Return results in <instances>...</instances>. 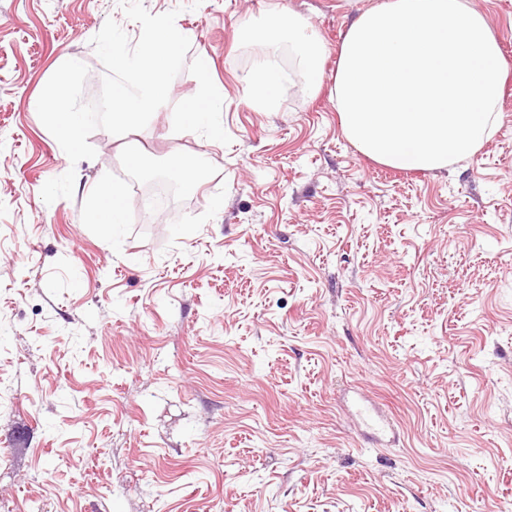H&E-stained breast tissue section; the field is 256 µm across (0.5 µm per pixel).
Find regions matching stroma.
I'll return each mask as SVG.
<instances>
[{
    "label": "stroma",
    "instance_id": "stroma-1",
    "mask_svg": "<svg viewBox=\"0 0 512 512\" xmlns=\"http://www.w3.org/2000/svg\"><path fill=\"white\" fill-rule=\"evenodd\" d=\"M375 0H142L177 10L231 144L173 130L197 79L71 163L36 102L67 60L105 69L118 0H0V508L25 512H512V82L493 138L437 171L400 170L345 136L333 76ZM323 43L311 92L288 59L254 104L246 37L275 4ZM512 69V0H469ZM138 156L140 165L130 163ZM195 155L207 179L161 212L138 198ZM75 170L73 198L47 204ZM123 220L89 223L98 178ZM392 425L370 443L350 406Z\"/></svg>",
    "mask_w": 512,
    "mask_h": 512
}]
</instances>
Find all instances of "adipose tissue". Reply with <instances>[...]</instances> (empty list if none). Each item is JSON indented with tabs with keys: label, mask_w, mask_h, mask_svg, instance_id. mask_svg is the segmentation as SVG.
<instances>
[{
	"label": "adipose tissue",
	"mask_w": 512,
	"mask_h": 512,
	"mask_svg": "<svg viewBox=\"0 0 512 512\" xmlns=\"http://www.w3.org/2000/svg\"><path fill=\"white\" fill-rule=\"evenodd\" d=\"M308 24L273 10L250 31L262 61L251 96L280 87L272 60L296 48L311 90L324 79V51ZM508 69L485 15L468 0H377L350 23L338 50L336 102L345 136L395 169L433 171L475 156L500 119Z\"/></svg>",
	"instance_id": "1"
}]
</instances>
